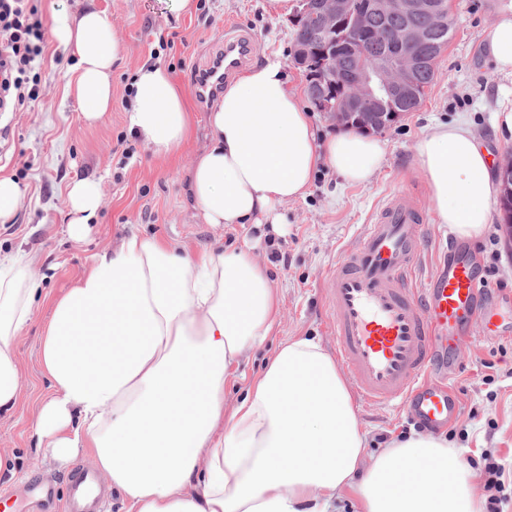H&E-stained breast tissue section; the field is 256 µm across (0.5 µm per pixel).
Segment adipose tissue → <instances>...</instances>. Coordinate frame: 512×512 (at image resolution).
<instances>
[{"instance_id": "1", "label": "adipose tissue", "mask_w": 512, "mask_h": 512, "mask_svg": "<svg viewBox=\"0 0 512 512\" xmlns=\"http://www.w3.org/2000/svg\"><path fill=\"white\" fill-rule=\"evenodd\" d=\"M54 35L76 58L69 92L85 122L100 123L112 108L115 32L88 11L58 18ZM487 49L512 78V0H498ZM132 87L130 131L170 159L192 136L188 96L160 63L140 67ZM208 126L211 144L191 167L208 224H282V206L306 196L320 164L364 184L386 161L380 139L353 129L319 139L274 54L225 87ZM415 156L439 222L459 238L482 237L494 163L471 125L429 128ZM69 200L78 236L100 207L98 183L77 182ZM37 293L27 267L0 265V412L21 401L12 341ZM278 319L272 282L248 253H197L130 234L54 304L42 342L53 394L36 434L60 461L88 449L129 512H341L347 488L360 512H482L460 448L437 435L367 455L346 382L313 340L280 341L226 409L234 367Z\"/></svg>"}]
</instances>
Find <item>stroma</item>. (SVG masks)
I'll return each instance as SVG.
<instances>
[{"mask_svg":"<svg viewBox=\"0 0 512 512\" xmlns=\"http://www.w3.org/2000/svg\"><path fill=\"white\" fill-rule=\"evenodd\" d=\"M495 4L496 0H455L456 26L436 61L435 80L417 111L400 115L380 131L387 158L369 182L346 183L323 166L306 196L284 205L285 224L229 228L205 223L190 192L191 160L209 141L207 115L212 109L196 94L190 73L223 47L224 23L230 20L252 39L258 57L279 54L289 85L304 92L303 73L289 64L293 17L270 13L267 0H206L205 8L190 14L171 11L170 0H42L49 55L40 71L42 101L20 112H0V175L12 177L22 191L15 212L0 222V260H19L41 278L34 314L15 339L24 385L21 402L14 411L0 414V484H18L37 474L55 476L63 495L64 478L75 464L92 467L85 452L61 463L38 444L37 412L51 394L41 344L54 301L96 254L127 235H146L193 251L244 248L266 267L280 299L279 323L261 348L241 358L237 382L225 390L229 408L278 341L307 337L333 353L321 292L325 273L343 252L357 249L366 224L390 196L403 192L418 198L426 216L416 227L424 237L420 266L423 275L433 273L449 229L433 210L415 158L416 140L434 125L464 119L494 159L512 151V139L498 138L494 124L504 94H512V79L496 72L486 52ZM90 9L105 17L120 40L119 60L112 69V110L94 127L86 125L81 104L66 91L75 58L52 34L56 18H74ZM173 32L179 33L181 43L161 49V36ZM154 49L159 57H151ZM154 60L171 69L196 117L193 141L166 165L157 164L127 127V90L137 70ZM81 180L99 184L103 204L77 241L69 233V192ZM472 248L476 272L489 285L485 300L500 318L492 329L482 318L468 321L475 341L464 358L438 356L437 365L448 369L460 405L459 415L440 434L450 445L463 448L461 466L479 472L489 454L511 480L512 316L506 314L505 302L512 298V241L500 210H493L484 236L473 241ZM354 405L367 434L368 454H377L418 429L391 410L359 399Z\"/></svg>","mask_w":512,"mask_h":512,"instance_id":"stroma-1","label":"stroma"}]
</instances>
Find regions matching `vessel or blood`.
Instances as JSON below:
<instances>
[{"instance_id":"vessel-or-blood-1","label":"vessel or blood","mask_w":512,"mask_h":512,"mask_svg":"<svg viewBox=\"0 0 512 512\" xmlns=\"http://www.w3.org/2000/svg\"><path fill=\"white\" fill-rule=\"evenodd\" d=\"M253 59L233 25L224 28V62L195 70L202 91L213 92L225 75ZM424 216L402 195L390 198L356 250L344 253L325 279L336 361L365 401L408 411L418 423L447 425L459 403L447 379L429 381L443 348L465 351L472 342L464 318L485 307L486 285L468 246L449 242L454 257L424 284L415 276L422 243L414 234ZM98 477L79 471L68 481L67 512H103Z\"/></svg>"}]
</instances>
